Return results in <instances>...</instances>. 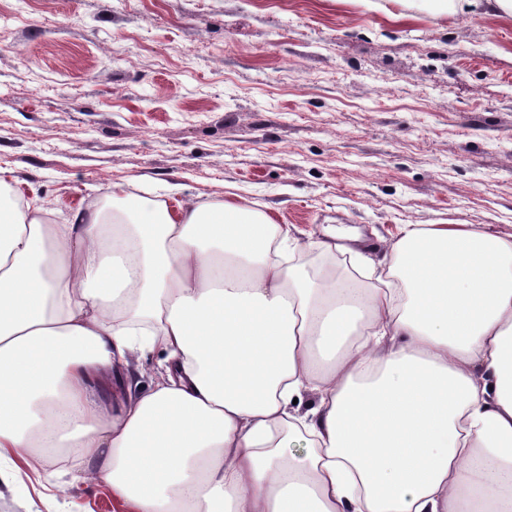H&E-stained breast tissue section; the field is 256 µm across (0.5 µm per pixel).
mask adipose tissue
<instances>
[{
    "label": "adipose tissue",
    "mask_w": 512,
    "mask_h": 512,
    "mask_svg": "<svg viewBox=\"0 0 512 512\" xmlns=\"http://www.w3.org/2000/svg\"><path fill=\"white\" fill-rule=\"evenodd\" d=\"M291 244L223 201L59 224L0 188V483L72 448L132 512H512V239L406 225L396 288Z\"/></svg>",
    "instance_id": "ef3b65f1"
}]
</instances>
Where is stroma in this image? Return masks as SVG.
I'll return each mask as SVG.
<instances>
[{"mask_svg":"<svg viewBox=\"0 0 512 512\" xmlns=\"http://www.w3.org/2000/svg\"><path fill=\"white\" fill-rule=\"evenodd\" d=\"M250 208L299 242L512 235V18L434 0H0V184ZM0 512H113L61 458Z\"/></svg>","mask_w":512,"mask_h":512,"instance_id":"35a3bbf8","label":"stroma"}]
</instances>
